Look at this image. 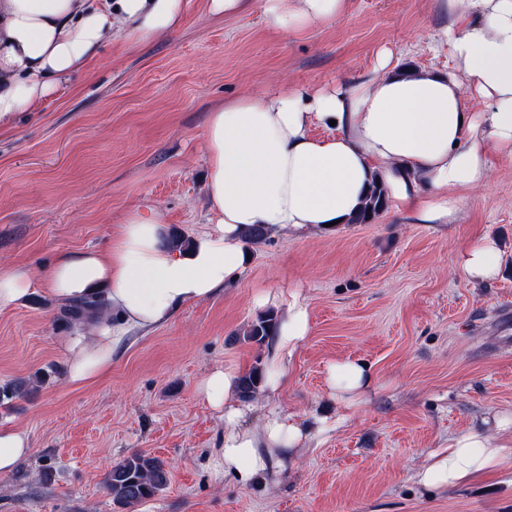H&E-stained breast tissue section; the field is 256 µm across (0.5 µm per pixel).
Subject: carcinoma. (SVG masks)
<instances>
[{"instance_id":"carcinoma-1","label":"carcinoma","mask_w":512,"mask_h":512,"mask_svg":"<svg viewBox=\"0 0 512 512\" xmlns=\"http://www.w3.org/2000/svg\"><path fill=\"white\" fill-rule=\"evenodd\" d=\"M389 191L385 182L373 179L359 211L348 220L350 224H371L388 208ZM99 304L80 301L66 310V316L72 321L83 318L85 313L96 311ZM277 315L268 311L250 324L244 331V339L263 346L277 328ZM266 368L261 365L252 367L239 379L242 397L251 401L257 397L266 379ZM46 381V374L38 371L25 380H12L0 384V402L27 396L37 391ZM168 470L164 462L156 457L135 452L115 463L104 479V488L112 501L123 508H133L158 495L168 484Z\"/></svg>"}]
</instances>
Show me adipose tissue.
Wrapping results in <instances>:
<instances>
[{"mask_svg": "<svg viewBox=\"0 0 512 512\" xmlns=\"http://www.w3.org/2000/svg\"><path fill=\"white\" fill-rule=\"evenodd\" d=\"M346 0H263L268 26L284 33L327 26ZM185 0H0V130L40 111L49 91L85 68L112 39L141 42L180 24ZM475 18L450 40L458 74L388 72L351 86L280 85L259 96L230 99L208 114L204 130L207 200L213 230L188 248L166 242L155 216L129 212L108 248L60 253L44 282L62 301H101L104 316L65 339L69 383H88L112 368V354L131 331L169 322L185 305L210 298L249 265L242 235L254 225L268 236L325 230L357 211L373 178L415 224H445L464 194L486 186L488 154L512 158V0H468ZM488 102L469 111L465 87ZM334 134L312 135V125ZM432 193H423L422 182ZM473 282L501 271L497 240L482 235L455 260ZM310 331L306 305L291 300L270 346L277 390L283 365ZM232 366L211 371L199 395L224 418V472L242 486L276 481L312 438V425L270 409L260 427L241 398ZM329 395L346 411L376 386L368 366L345 359L327 368ZM27 431L0 426V474L31 457ZM512 467V445L470 429L431 454L415 474L423 487L455 488Z\"/></svg>", "mask_w": 512, "mask_h": 512, "instance_id": "obj_1", "label": "adipose tissue"}]
</instances>
